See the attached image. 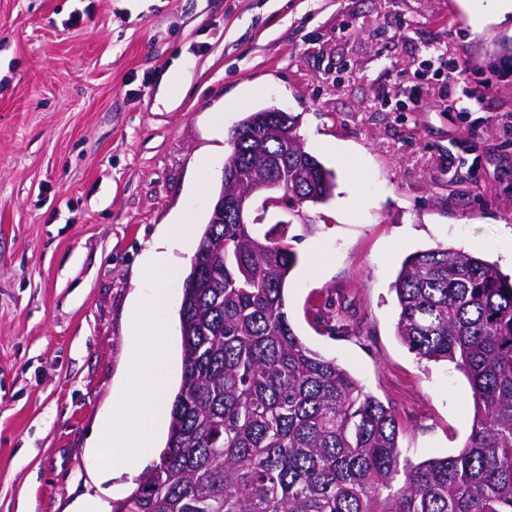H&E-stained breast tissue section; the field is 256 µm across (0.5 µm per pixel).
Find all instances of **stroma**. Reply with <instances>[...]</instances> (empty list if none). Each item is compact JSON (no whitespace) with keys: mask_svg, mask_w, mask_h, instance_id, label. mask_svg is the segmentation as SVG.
Returning <instances> with one entry per match:
<instances>
[{"mask_svg":"<svg viewBox=\"0 0 512 512\" xmlns=\"http://www.w3.org/2000/svg\"><path fill=\"white\" fill-rule=\"evenodd\" d=\"M433 47L488 85L473 112L424 76ZM272 106L336 183L248 214L296 235L293 330L394 410L412 463L462 450L468 380L400 341L392 284L415 251L499 261L512 233L505 26L474 33L459 0H0V512L96 492L145 244L180 215L200 239L230 129Z\"/></svg>","mask_w":512,"mask_h":512,"instance_id":"35a3bbf8","label":"stroma"}]
</instances>
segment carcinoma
I'll list each match as a JSON object with an SVG mask.
<instances>
[{"instance_id":"cac0c4a2","label":"carcinoma","mask_w":512,"mask_h":512,"mask_svg":"<svg viewBox=\"0 0 512 512\" xmlns=\"http://www.w3.org/2000/svg\"><path fill=\"white\" fill-rule=\"evenodd\" d=\"M295 123L284 139L270 113H250L224 170L249 180L273 155L291 200L324 204L334 174L293 143ZM293 239L288 224H235L228 208L205 225L182 286L166 444L112 512H512V278L454 246L404 260L397 335L454 363L477 407L458 454L412 465L391 408L294 333Z\"/></svg>"}]
</instances>
